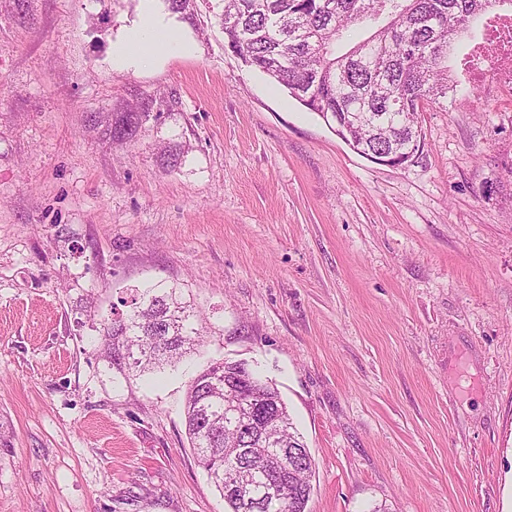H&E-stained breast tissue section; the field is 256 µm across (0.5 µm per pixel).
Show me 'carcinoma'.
I'll use <instances>...</instances> for the list:
<instances>
[{
  "mask_svg": "<svg viewBox=\"0 0 512 512\" xmlns=\"http://www.w3.org/2000/svg\"><path fill=\"white\" fill-rule=\"evenodd\" d=\"M495 0H224V38L248 67L282 85L368 158L397 166L421 137L419 113L454 92L453 41ZM375 23L366 39L336 54L350 27ZM146 112L115 129L133 139ZM121 373L145 371L203 346L198 315L174 288H146L129 311L99 331ZM185 426L197 462L224 496L226 512H306L314 461L277 386L243 362L219 360L194 380Z\"/></svg>",
  "mask_w": 512,
  "mask_h": 512,
  "instance_id": "1",
  "label": "carcinoma"
}]
</instances>
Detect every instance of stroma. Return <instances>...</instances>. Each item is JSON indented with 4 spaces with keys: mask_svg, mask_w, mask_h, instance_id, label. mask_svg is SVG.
Here are the masks:
<instances>
[{
    "mask_svg": "<svg viewBox=\"0 0 512 512\" xmlns=\"http://www.w3.org/2000/svg\"><path fill=\"white\" fill-rule=\"evenodd\" d=\"M222 10L0 0V512H225L183 415L216 360L279 388L308 512H512V90L459 67L482 16L388 166L230 52ZM148 12L187 51L119 63ZM158 283L205 343L118 373L101 324Z\"/></svg>",
    "mask_w": 512,
    "mask_h": 512,
    "instance_id": "stroma-1",
    "label": "stroma"
}]
</instances>
